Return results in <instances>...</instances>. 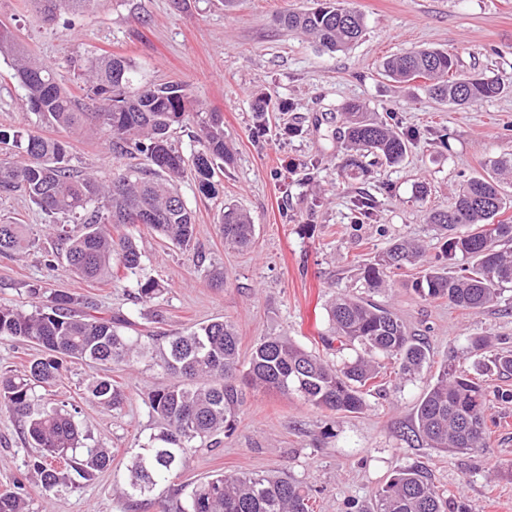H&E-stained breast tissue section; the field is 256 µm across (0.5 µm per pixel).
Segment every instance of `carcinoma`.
<instances>
[{
	"label": "carcinoma",
	"mask_w": 512,
	"mask_h": 512,
	"mask_svg": "<svg viewBox=\"0 0 512 512\" xmlns=\"http://www.w3.org/2000/svg\"><path fill=\"white\" fill-rule=\"evenodd\" d=\"M93 0H31L47 24L63 14L88 8ZM279 23L308 36L328 52L346 51L365 31L361 14L342 8L335 0L324 6L279 17ZM14 61L15 74L26 91L28 108L49 124L68 132H86L105 139L118 154L139 155L144 168L112 172L103 183L93 175L74 174L65 142L42 135L0 133V144L12 139L22 147L26 161L18 164L0 157V194L22 188L50 216L66 219L52 224L54 256L63 257L79 278L119 281L141 270L143 254L135 239L118 237L112 229L140 223L168 242L188 247L195 235L192 211L178 189L185 158L170 140L176 126L191 120L199 126V149L192 164L198 190L214 192L218 163L233 160L224 139V121L217 112L196 108L186 87L179 83L133 84V66L118 57L95 54L78 65L86 98L95 108L80 106L54 70L35 61L12 31L0 26V56ZM385 75L410 84L418 77L436 99L454 106L490 101L508 90L498 78L483 73L461 74L456 57L440 49H411L386 59ZM343 137L353 155L349 165L361 167L369 155L394 165L408 152V140L387 121L359 102L342 107ZM512 176V157L490 161L486 174L469 178L460 188L451 211H434L428 223L442 231L440 267L429 266L415 282L424 300L448 303L478 312L490 307L512 288V222L502 219L512 209V194L501 182ZM224 243L237 248L252 244L255 226L248 215L226 206L218 217ZM35 244L26 224L0 222V254L25 253ZM421 245L402 241L364 266L362 279L369 292L385 287L387 271L422 261ZM138 298L157 299L164 288L148 278L138 280ZM38 302L32 309L0 305V338H13L38 346L42 354L29 361L24 372L0 373V408L23 426L29 444L42 451L33 470L41 487L51 492L74 471L87 479L108 468L112 456L102 447L81 445L75 415L63 404L43 411L33 409L38 390L60 377L67 360L130 366L148 360L174 378L152 391L150 412L162 426L140 445L123 479L124 494L135 498L167 482L184 468L198 439L221 444L220 435L234 429L244 388L295 394L316 408L358 414L366 407L364 388L383 374V357L401 372H415L428 359V350L409 334L389 310L364 297L339 295L330 303L328 319L340 350L360 347L362 353L329 364L286 336H267L253 349L241 369L238 338L232 323L222 319L170 336L141 341L125 332L127 321L103 318L75 307L82 302L67 291L34 287ZM512 374V351L488 358L485 370L473 375L452 363L440 365L415 408L411 432L431 448L468 453L488 447L486 411L489 386L485 376ZM92 403L118 408L126 400L122 385L109 378L88 390ZM312 496L290 476L259 472L213 475L192 490L178 512H313ZM22 493L0 494V512H26ZM375 512H448V499L421 469L410 467L395 475L376 492Z\"/></svg>",
	"instance_id": "obj_1"
}]
</instances>
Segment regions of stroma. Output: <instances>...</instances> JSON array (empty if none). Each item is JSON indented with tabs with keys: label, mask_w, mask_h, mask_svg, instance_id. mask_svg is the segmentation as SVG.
Returning <instances> with one entry per match:
<instances>
[{
	"label": "stroma",
	"mask_w": 512,
	"mask_h": 512,
	"mask_svg": "<svg viewBox=\"0 0 512 512\" xmlns=\"http://www.w3.org/2000/svg\"><path fill=\"white\" fill-rule=\"evenodd\" d=\"M362 13L366 30L350 50L324 53L312 39L281 29L277 14L311 7L313 0H97L93 10L42 24L30 0H0V25L28 52L52 67L77 100L83 84L73 69L89 53L131 61L135 81L186 84L194 102L224 120L234 162L214 178L216 193L201 194L193 176L179 183L195 217V249L186 253L144 225L131 232L144 256L140 276L105 283L49 268L47 237L23 256L0 255V303L24 305L39 284L93 303L97 315L129 320V334L166 336L212 319L232 321L241 361L266 336H287L337 363L338 343L327 306L340 294H361V268L393 241L425 249L438 262L440 243L429 210L450 208L458 188L488 160L512 154V92L467 107L429 98L419 84L403 86L382 75L390 55L435 47L456 55L461 70L512 78V0H343ZM11 58L0 56V130L57 137L24 102ZM265 95L272 110L256 118L252 102ZM362 102L412 145L397 165H346L341 107ZM80 174L111 176L122 164L101 139L69 140ZM428 194L419 197L416 188ZM375 202L371 218L355 198ZM243 209L255 226L248 249L224 244L217 217L224 205ZM0 219L41 230L53 218L21 190L0 196ZM224 285H212L214 272ZM419 268L391 272L375 302L390 308L429 349L415 374L391 375L365 395L359 414L323 411L295 396L247 390L236 429L221 446H199L187 467L158 485L138 506L123 497L119 477L159 425L147 406L167 374L141 362L65 364L37 408L78 409L86 446L112 450V465L91 479L73 478L45 493L32 477L37 449L0 410V493L23 487L29 512H174L194 483L219 473L288 474L316 491L315 512H373L375 494L401 468L425 467L448 496V512H512V400H492L487 450L453 454L408 440L413 411L441 363L474 371L476 337L491 350L512 351V291L496 305L468 312L444 300L425 301L413 290ZM161 282L155 306L136 301L138 277ZM112 378L128 399L117 409L88 402L93 382Z\"/></svg>",
	"instance_id": "obj_1"
}]
</instances>
